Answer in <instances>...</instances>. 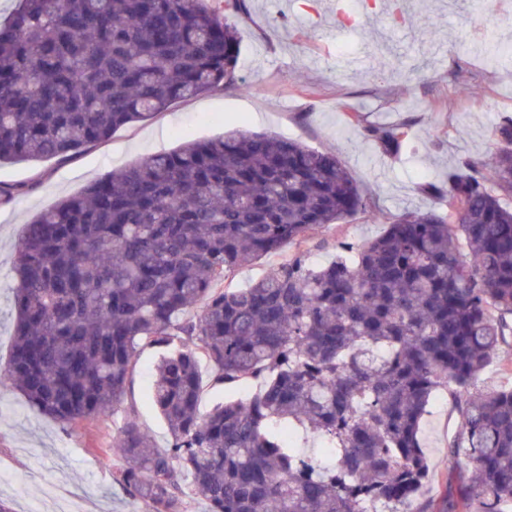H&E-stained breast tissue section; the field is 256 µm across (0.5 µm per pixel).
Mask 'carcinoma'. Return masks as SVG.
Listing matches in <instances>:
<instances>
[{"label": "carcinoma", "instance_id": "1", "mask_svg": "<svg viewBox=\"0 0 512 512\" xmlns=\"http://www.w3.org/2000/svg\"><path fill=\"white\" fill-rule=\"evenodd\" d=\"M239 50L206 0H19L0 23V161L68 157L176 99L244 87ZM364 131L388 151L405 137ZM496 134L491 169L468 158L421 185L446 211L407 213L325 264L300 250L235 291L217 284L236 268L380 212L336 156L238 131L92 182L24 227L0 384L58 423L94 419L122 404L141 345L166 348L150 399L169 447L132 411L113 443L150 512H180L186 475L210 512L405 507L428 483L419 426L446 389L463 418L449 462L476 478L420 512H504L512 387L471 391L512 335L511 117ZM203 360L259 389L201 414ZM310 439L329 461L305 471Z\"/></svg>", "mask_w": 512, "mask_h": 512}]
</instances>
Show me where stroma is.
Returning a JSON list of instances; mask_svg holds the SVG:
<instances>
[{"label":"stroma","instance_id":"35a3bbf8","mask_svg":"<svg viewBox=\"0 0 512 512\" xmlns=\"http://www.w3.org/2000/svg\"><path fill=\"white\" fill-rule=\"evenodd\" d=\"M394 19L387 0H248L229 15L241 35L238 70L245 89L215 88L178 99L156 116L116 129L111 137L65 159L0 163V371L7 370L15 318L14 262L23 227L51 203L91 182L182 145L233 130L294 139L327 152L347 168L360 191L375 197L378 217L357 215L311 230L303 244L311 262L331 260L340 245L382 234L406 211H443L421 192L442 182L462 159L488 160L502 116H512V62L484 57L480 40L512 43V22L479 0H405ZM363 125H397L406 138L397 153L365 138ZM162 350L141 346L122 411L70 425L0 389V507L6 512H148L117 477L119 455H103L133 409L158 446L170 435L149 397ZM462 416L438 392L422 419L419 440L431 482L424 500L440 501L457 470L448 446Z\"/></svg>","mask_w":512,"mask_h":512}]
</instances>
